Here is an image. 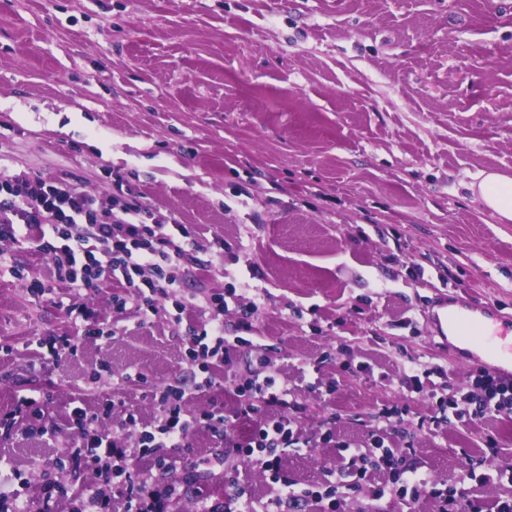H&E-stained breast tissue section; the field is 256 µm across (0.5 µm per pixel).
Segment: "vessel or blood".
<instances>
[{
	"label": "vessel or blood",
	"instance_id": "b4317fda",
	"mask_svg": "<svg viewBox=\"0 0 512 512\" xmlns=\"http://www.w3.org/2000/svg\"><path fill=\"white\" fill-rule=\"evenodd\" d=\"M431 320L440 340L458 341L465 360L499 373L512 368V330L493 303L453 294L438 302Z\"/></svg>",
	"mask_w": 512,
	"mask_h": 512
}]
</instances>
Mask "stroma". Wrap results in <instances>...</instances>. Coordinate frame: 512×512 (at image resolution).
<instances>
[{
  "mask_svg": "<svg viewBox=\"0 0 512 512\" xmlns=\"http://www.w3.org/2000/svg\"><path fill=\"white\" fill-rule=\"evenodd\" d=\"M0 168L65 175L105 199L120 182L191 225L184 297L258 289L260 312L232 300L223 314L229 337L250 318L249 345L191 408L232 409L260 359L278 367L313 440L284 460L299 488L328 482L344 447L369 445L385 409L397 447L439 487L468 454L512 464V416L429 425L472 365L427 320L447 291L512 324V223L468 189L485 171L512 175V0H0ZM6 251L0 411L30 396L63 431L71 399L99 407L127 375L191 381L198 315L174 326L131 313L116 336L81 338L68 309L108 311L111 290L34 296L11 269L40 280L47 257L26 241ZM63 332L77 355L37 368L39 339ZM412 361L431 369L433 400L404 393ZM175 454L176 474H154L181 485L167 512L223 506L234 479L256 505L270 497L269 474L210 433ZM62 456L49 437L0 431V486L54 478L57 512H71L95 475Z\"/></svg>",
  "mask_w": 512,
  "mask_h": 512,
  "instance_id": "stroma-1",
  "label": "stroma"
}]
</instances>
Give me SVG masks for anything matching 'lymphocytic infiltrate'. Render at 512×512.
Returning a JSON list of instances; mask_svg holds the SVG:
<instances>
[{
	"mask_svg": "<svg viewBox=\"0 0 512 512\" xmlns=\"http://www.w3.org/2000/svg\"><path fill=\"white\" fill-rule=\"evenodd\" d=\"M144 208L135 199H102L80 190L63 178L46 179L29 172L0 174V242L23 239L36 243L37 250L51 259L49 280L78 295L97 294L111 287L115 274H122L125 295L112 298V313L102 316L89 307L77 309L76 316L84 324L85 337L115 335L114 317L135 313L148 322L159 313L158 300L172 299L173 324H181L190 300L176 296L184 264L190 256L186 249L193 233L188 225L171 222L146 223ZM240 336L224 334V323L211 319L201 324L185 351L186 359L198 370L191 384L178 383L152 391L160 418L154 430L142 431L137 442L126 443L109 437L99 428V414L76 405L68 414L73 437L62 446L67 462L75 468L86 462L98 463V477L108 485L124 488L123 512H161L159 496H179L180 487L169 482L163 491L150 489L148 472L131 469L135 457H151L156 469L173 470L177 460L173 449L183 447L190 433L206 430L224 440L225 447L236 449L262 468L279 474L282 456L298 447L301 432L297 418L290 412L296 400L282 384L274 369L264 376L249 379L245 390L259 398V405L238 404L231 412L220 409L194 414L187 403L216 383V370L223 367L231 353L244 345L243 333L249 322H241ZM470 388L439 403V411H450L460 422L486 415L512 414V378L477 368L472 373ZM267 409V416L247 435H235V423L244 416ZM28 423L39 434L57 435L53 422L46 420L36 407L34 398L19 397L13 409L0 413V429L12 431ZM373 452H357L344 464V476L359 489L367 473L389 475L390 483L367 491L361 512H389L391 503L414 508L421 494H429L436 504L435 512H485L483 503L468 491L466 481L481 478L490 482L492 474H479L483 459H468L462 472V487L440 490L419 476L418 468L408 461L409 449L386 447L389 433L384 421H377L372 432ZM284 491L275 506L297 505L299 502L326 504L328 512H344L345 499L339 486L327 485L295 490L291 480H284Z\"/></svg>",
	"mask_w": 512,
	"mask_h": 512,
	"instance_id": "1",
	"label": "lymphocytic infiltrate"
}]
</instances>
